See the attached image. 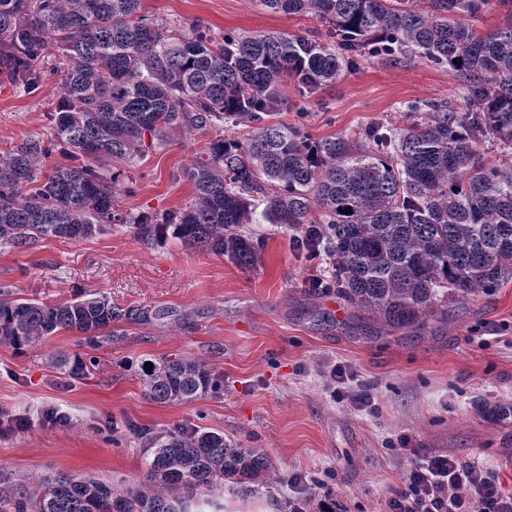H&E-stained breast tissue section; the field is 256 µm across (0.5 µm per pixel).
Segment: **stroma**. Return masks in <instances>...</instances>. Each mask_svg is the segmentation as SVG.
Listing matches in <instances>:
<instances>
[{
	"label": "stroma",
	"instance_id": "35a3bbf8",
	"mask_svg": "<svg viewBox=\"0 0 512 512\" xmlns=\"http://www.w3.org/2000/svg\"><path fill=\"white\" fill-rule=\"evenodd\" d=\"M155 18L198 21L213 30L326 36L312 15L268 11L259 0H146ZM466 81L424 58L360 59L355 70L306 98L288 87L275 117L293 124L307 112L312 139L355 137L379 123L405 126L404 102L457 99ZM59 94L43 81L24 94L0 85V153L45 132ZM206 135L177 134L129 169L135 194L114 189L117 209L165 213L194 194L184 167L203 156ZM246 232L266 246L247 271L221 255L176 239L150 244L134 226L79 241L39 239L18 251L0 246V287L50 304L74 292L106 296L127 310L157 311L149 323L119 321L121 336L93 345L59 331L44 344H0V500L65 471L120 489L144 483L147 441L128 427L158 433L198 427L239 446L263 450L280 474L319 481L312 498L330 496L335 512H382L410 467L411 449L444 452L478 464L512 489V282L496 292L452 299L428 310L424 330L391 328L351 306L332 281L334 262L309 261L291 233L254 220ZM58 353L95 358L83 379L64 382ZM191 358L224 379L220 397L166 404L144 392L141 361ZM343 376L331 379L334 369ZM341 399H334L332 390ZM370 393L362 407L353 397ZM68 423L46 422V408ZM296 488L283 481L245 490L224 486V512H290Z\"/></svg>",
	"mask_w": 512,
	"mask_h": 512
}]
</instances>
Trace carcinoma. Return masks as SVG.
<instances>
[{"label": "carcinoma", "instance_id": "cac0c4a2", "mask_svg": "<svg viewBox=\"0 0 512 512\" xmlns=\"http://www.w3.org/2000/svg\"><path fill=\"white\" fill-rule=\"evenodd\" d=\"M145 0H0V80L34 91L54 79L60 95L49 132L0 155V245L23 250L43 237L77 241L132 224L144 241L168 229L187 246L255 266L264 241L243 231L255 214L300 232V250L335 260L334 288L394 328L423 326L436 302L488 294L512 280V163L488 162L479 147H512V0H260L275 13L312 14L331 40L216 32L198 22H158ZM509 8L505 24L481 32L470 19ZM419 55L468 77L456 102L409 101L420 120L398 132L368 128L361 139L314 140L305 113L288 126L269 119L294 82L312 97L360 57ZM252 124L246 137L224 124ZM214 132L207 157L185 170L195 195L177 211L131 217L112 185L177 133ZM64 151L79 165H54ZM112 162L106 177L101 162ZM145 309L115 308L77 295L48 304L0 290V342L33 347L60 330L112 341V323L147 322ZM69 380L89 372L64 353ZM156 402L182 403L224 391L190 358L142 363ZM150 488L113 491L62 473L5 501L3 512H192L202 498L221 509L224 481L253 486L270 475L262 450L224 435L176 428L149 437Z\"/></svg>", "mask_w": 512, "mask_h": 512}]
</instances>
